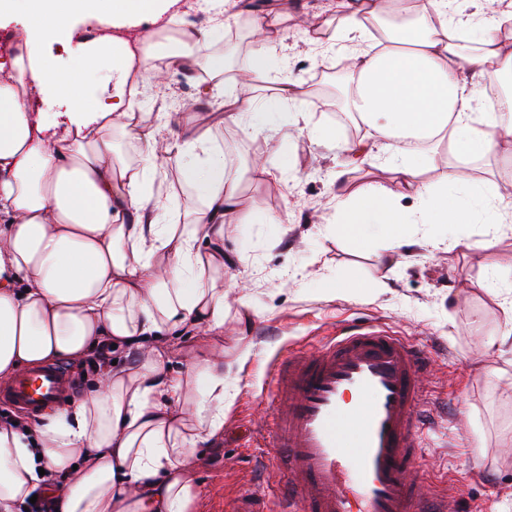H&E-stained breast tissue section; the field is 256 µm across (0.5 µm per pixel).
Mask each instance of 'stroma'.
<instances>
[{
	"label": "stroma",
	"mask_w": 512,
	"mask_h": 512,
	"mask_svg": "<svg viewBox=\"0 0 512 512\" xmlns=\"http://www.w3.org/2000/svg\"><path fill=\"white\" fill-rule=\"evenodd\" d=\"M270 4L280 18L278 66L260 77L262 86L293 79L311 101L314 119L330 127L333 141L316 144L295 128L256 132L247 124H227L213 132L232 166L264 162L271 177L244 176L240 221L224 235V290L227 306L220 336L185 334L169 344L168 366L185 371L189 358L224 349L232 400L224 408V431L198 450L199 512H270L269 432L264 405L268 371L289 349L313 348L343 324L385 327L428 349L432 365L423 384L436 414L426 439L422 466L439 476L448 494V512H512V355L491 347L505 328V286L512 281V231L486 224H461L447 243L429 250L425 236L436 226H414L406 263L395 264L385 238L353 247L333 227L336 220V155L349 141L337 121V76L349 68L344 54L320 58L296 24L297 14L330 17L339 0H182L178 22L186 30L208 28L214 13L225 21L246 15L248 6ZM197 88L185 70L158 82H143L137 106L159 114V130L169 137L192 123L182 100ZM289 172H282V163ZM178 158L169 159L153 182L155 196L167 200L168 218L182 222L188 200L178 180ZM277 215V224L262 215ZM490 238L488 249L473 248ZM365 282L357 295L331 294L329 281ZM386 279L387 289L374 283ZM245 304H238V297ZM506 377H498V370Z\"/></svg>",
	"instance_id": "obj_1"
}]
</instances>
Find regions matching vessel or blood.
Instances as JSON below:
<instances>
[{
	"mask_svg": "<svg viewBox=\"0 0 512 512\" xmlns=\"http://www.w3.org/2000/svg\"><path fill=\"white\" fill-rule=\"evenodd\" d=\"M429 365L427 350L376 325L290 349L265 405L276 512H446L421 465ZM75 388L67 368L47 365L19 374L0 401L34 413Z\"/></svg>",
	"mask_w": 512,
	"mask_h": 512,
	"instance_id": "vessel-or-blood-1",
	"label": "vessel or blood"
}]
</instances>
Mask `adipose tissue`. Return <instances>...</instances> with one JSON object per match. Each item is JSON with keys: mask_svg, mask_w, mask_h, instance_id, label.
Instances as JSON below:
<instances>
[{"mask_svg": "<svg viewBox=\"0 0 512 512\" xmlns=\"http://www.w3.org/2000/svg\"><path fill=\"white\" fill-rule=\"evenodd\" d=\"M23 2L28 34L71 30L78 15L104 32L77 41L79 63L67 69L34 55L0 58V382L113 344L133 357L104 366L87 395L52 405L26 427L0 421V512H21L39 488L57 512H196L195 450L224 427V353L210 352L183 374L167 371L165 354L172 337L224 330V285L214 272L224 266L225 227L239 221L240 186L211 132L243 121L259 132L277 127L288 104L289 125L321 142L334 133L313 123L297 82L284 79L270 88L234 82L207 124L160 140L152 114L136 111L129 80L190 60L221 83L223 22L162 42L133 31V22L170 25L179 0ZM473 2L470 18L452 22L448 0H426L417 23L375 53L360 44L384 0H347L331 31L315 19L304 25L322 52L353 46L344 109L371 134L344 145V173L375 147L394 173L363 189L340 187L336 229L355 247L379 230L397 254L404 226L416 222L500 229L512 219V175L477 181L468 167L470 157L512 140V94L502 90L512 50L500 40L512 32V0ZM253 30L250 68L261 73L277 63L282 38L269 16ZM470 36L474 54L464 49ZM36 98L58 111H33ZM478 102L486 111H475ZM117 130L139 146L137 163L117 150ZM408 133L453 144L458 162L442 185L420 182ZM172 155L192 191L182 224L167 223V205L150 189ZM407 189L419 198L418 214L399 204Z\"/></svg>", "mask_w": 512, "mask_h": 512, "instance_id": "obj_1", "label": "adipose tissue"}]
</instances>
